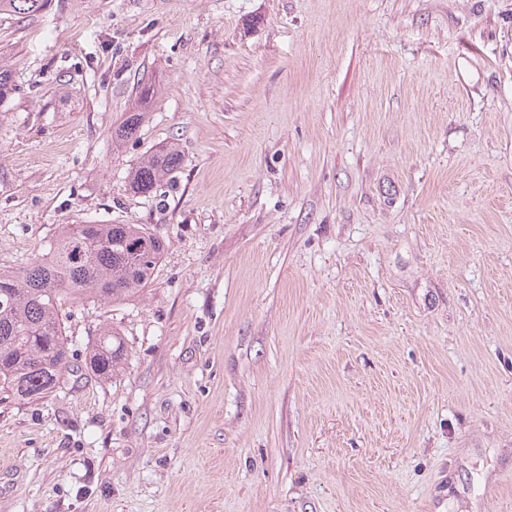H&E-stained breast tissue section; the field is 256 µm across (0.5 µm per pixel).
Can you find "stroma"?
Masks as SVG:
<instances>
[{"instance_id":"1","label":"stroma","mask_w":512,"mask_h":512,"mask_svg":"<svg viewBox=\"0 0 512 512\" xmlns=\"http://www.w3.org/2000/svg\"><path fill=\"white\" fill-rule=\"evenodd\" d=\"M0 60V268L165 242L66 305L77 373L0 394V512H512V0H49ZM155 90L152 85H145L138 94L139 105L131 112L125 113L120 124L115 128L112 137L116 141H125L134 137L139 131L140 126L145 121L148 112H144V107L153 99ZM143 107V108H142ZM181 155L174 145H162L150 152L130 172L128 187L135 194L150 193L167 175L181 164ZM123 339L118 331L108 326L102 327L86 357V365L100 378L116 376L126 356Z\"/></svg>"}]
</instances>
